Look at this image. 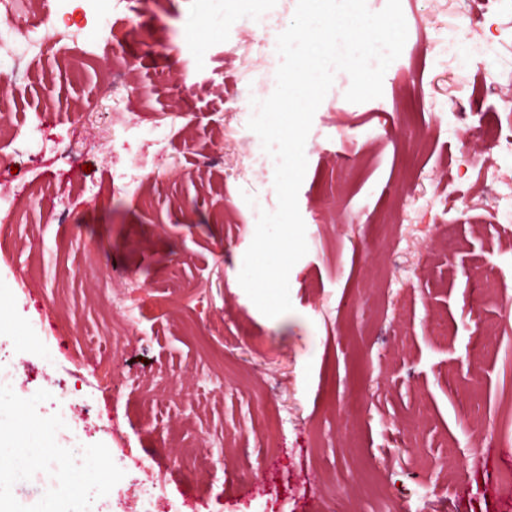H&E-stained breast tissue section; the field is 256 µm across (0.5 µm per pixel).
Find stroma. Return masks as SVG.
Segmentation results:
<instances>
[{
	"label": "stroma",
	"instance_id": "1",
	"mask_svg": "<svg viewBox=\"0 0 512 512\" xmlns=\"http://www.w3.org/2000/svg\"><path fill=\"white\" fill-rule=\"evenodd\" d=\"M78 2L93 55L42 56L0 105L28 116L0 135L15 195L0 209V361L17 370L0 392L76 477L92 462L105 476L59 491L63 512H135L126 493L146 480L193 512H512V484L485 492L512 469V158L456 133L466 110L512 134V92L486 94L463 63L512 51V11L402 0L382 97L348 102L336 72L305 145L293 309L269 318L238 276L260 210L277 207L274 173L241 194L234 142L212 141L258 23L225 0H133L105 28ZM118 51L154 111L179 83L191 107L134 194L113 190L99 150ZM45 134L63 149L48 167ZM362 152L356 173L335 167ZM48 181L53 209L32 194Z\"/></svg>",
	"mask_w": 512,
	"mask_h": 512
}]
</instances>
